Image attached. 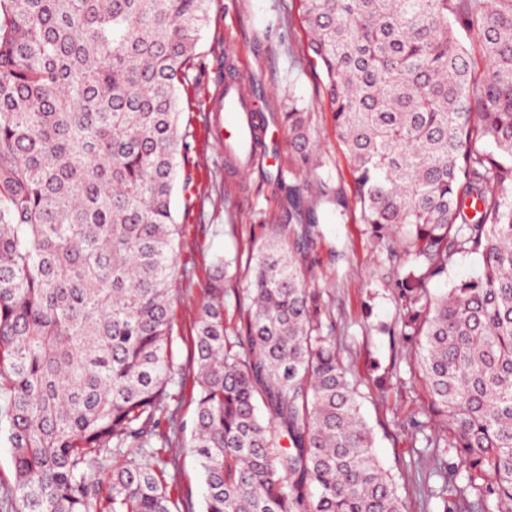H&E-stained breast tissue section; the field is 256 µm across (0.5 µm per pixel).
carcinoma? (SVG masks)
<instances>
[{
	"instance_id": "carcinoma-1",
	"label": "carcinoma",
	"mask_w": 512,
	"mask_h": 512,
	"mask_svg": "<svg viewBox=\"0 0 512 512\" xmlns=\"http://www.w3.org/2000/svg\"><path fill=\"white\" fill-rule=\"evenodd\" d=\"M300 3L360 221L395 259L399 318L382 330L414 346L428 398L411 429L464 467L429 470L427 497L512 512V0ZM209 4L0 0L5 512H192L164 479L179 432L172 197ZM283 121L291 165L316 169L307 113ZM307 247L282 229L259 246L240 329L224 259L209 269L188 442L202 512H402ZM463 254L482 272L431 294ZM14 484V467L11 456V450L6 443L4 431H1L0 438V495L7 488L13 487Z\"/></svg>"
}]
</instances>
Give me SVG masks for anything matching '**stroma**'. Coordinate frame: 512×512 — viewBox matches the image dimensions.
Here are the masks:
<instances>
[{
    "instance_id": "1",
    "label": "stroma",
    "mask_w": 512,
    "mask_h": 512,
    "mask_svg": "<svg viewBox=\"0 0 512 512\" xmlns=\"http://www.w3.org/2000/svg\"><path fill=\"white\" fill-rule=\"evenodd\" d=\"M307 43L298 0L211 2L209 21L196 47V58L204 67L189 71L180 99L191 184L189 190H177L174 204L182 242L174 361L184 374H191L190 336L212 262L221 257L229 263L225 319L239 326L243 314L238 291L248 285L256 243L281 225H304L308 210H315L319 223L307 233L308 256L315 262L314 285L323 294L340 356L359 384L375 451L399 486L405 512H439V501L426 500L423 494L422 474L431 461L422 456L423 444L409 426L411 417L426 411V393L410 372L408 345L382 331L399 318L390 264L359 221L353 175L322 82L308 62ZM231 66L246 72L247 93L269 126L265 158L242 177L229 173L224 164L212 112L213 93ZM292 104L310 115L322 156L317 173L340 192L344 211L307 192L308 171L288 170L290 136L281 114ZM173 408L183 426L182 446L170 458L166 481L174 496L190 498L197 506L203 477L186 447L195 406L185 398Z\"/></svg>"
}]
</instances>
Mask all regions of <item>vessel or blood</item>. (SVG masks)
I'll return each instance as SVG.
<instances>
[{"mask_svg": "<svg viewBox=\"0 0 512 512\" xmlns=\"http://www.w3.org/2000/svg\"><path fill=\"white\" fill-rule=\"evenodd\" d=\"M242 75L224 83L218 94L217 111L222 112L225 160L234 174L249 171L258 161L262 134L252 126V104L243 91Z\"/></svg>", "mask_w": 512, "mask_h": 512, "instance_id": "b4317fda", "label": "vessel or blood"}]
</instances>
